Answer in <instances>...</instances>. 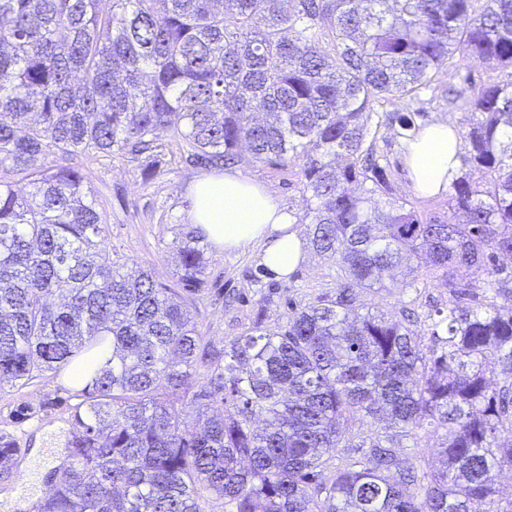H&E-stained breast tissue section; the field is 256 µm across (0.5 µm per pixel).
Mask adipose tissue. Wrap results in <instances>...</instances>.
<instances>
[{
  "mask_svg": "<svg viewBox=\"0 0 512 512\" xmlns=\"http://www.w3.org/2000/svg\"><path fill=\"white\" fill-rule=\"evenodd\" d=\"M403 155L415 190L422 196L447 193L458 172L461 139L448 120L418 129L404 140ZM188 221L218 248L234 252L252 245L261 248L262 265L276 278L288 279L308 257V244L297 220L264 185L239 169L197 178L190 187Z\"/></svg>",
  "mask_w": 512,
  "mask_h": 512,
  "instance_id": "1",
  "label": "adipose tissue"
}]
</instances>
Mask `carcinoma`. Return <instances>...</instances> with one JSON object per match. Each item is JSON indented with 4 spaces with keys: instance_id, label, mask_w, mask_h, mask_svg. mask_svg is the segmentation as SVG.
<instances>
[{
    "instance_id": "carcinoma-1",
    "label": "carcinoma",
    "mask_w": 512,
    "mask_h": 512,
    "mask_svg": "<svg viewBox=\"0 0 512 512\" xmlns=\"http://www.w3.org/2000/svg\"><path fill=\"white\" fill-rule=\"evenodd\" d=\"M455 60L506 76L444 90L474 119L451 213L424 220L392 197L375 105L421 103ZM393 120L412 137V115ZM164 132L197 160L299 166L301 223L344 278L210 357L193 428L176 403L207 356L183 297L202 283L204 244L181 240L178 290L128 269L69 164L138 156ZM4 165L24 186L0 180V382L110 353L85 369L70 462L40 512H201V487L235 512H512L495 475L512 469V305L459 280L484 266L512 295L498 264L512 259V0H0ZM414 259L454 298L430 346L408 311L355 292L416 287L397 279ZM354 414L383 438L319 481ZM427 428L441 434L428 470L397 453L400 434ZM18 452L0 435L1 482Z\"/></svg>"
}]
</instances>
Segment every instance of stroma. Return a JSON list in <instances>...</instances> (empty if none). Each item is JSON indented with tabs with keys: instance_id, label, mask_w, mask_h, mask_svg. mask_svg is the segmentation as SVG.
I'll list each match as a JSON object with an SVG mask.
<instances>
[{
	"instance_id": "obj_1",
	"label": "stroma",
	"mask_w": 512,
	"mask_h": 512,
	"mask_svg": "<svg viewBox=\"0 0 512 512\" xmlns=\"http://www.w3.org/2000/svg\"><path fill=\"white\" fill-rule=\"evenodd\" d=\"M386 177L395 198L409 200L421 218L446 220L448 199L421 198L406 170L401 140L389 126H381L377 140ZM86 176L106 214V234L112 257L152 269L168 287L179 284L176 248L189 232L190 184L205 168L191 160L174 134H161L152 155L91 157L72 160ZM242 174L265 185L282 206L303 216L307 206L298 167L275 168L242 158ZM259 250L225 252L205 249L204 283L185 301L205 346L223 350L225 343L249 332L255 324L284 325L294 308L314 303L336 292L334 262L309 253L306 263L288 280L273 278L259 263ZM366 302L395 314L402 307L415 310L416 332L430 336L437 310L447 308L451 294L438 282L417 289L364 292ZM76 390L64 374L43 373L33 380L0 383V434L15 440V478L0 482V512H39L54 488L52 478L69 463L73 439L72 414ZM343 447L337 448L331 467L358 458L381 429L366 419L345 422Z\"/></svg>"
}]
</instances>
